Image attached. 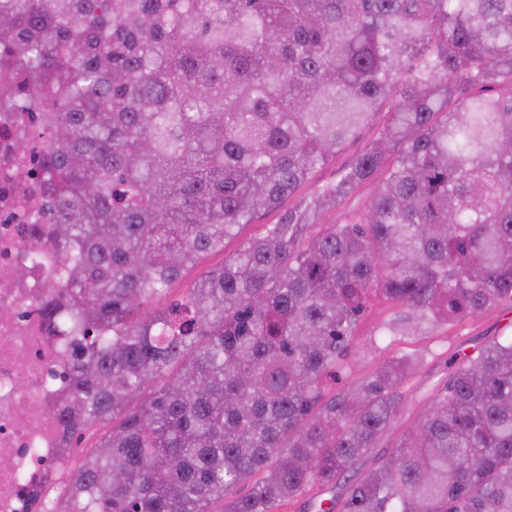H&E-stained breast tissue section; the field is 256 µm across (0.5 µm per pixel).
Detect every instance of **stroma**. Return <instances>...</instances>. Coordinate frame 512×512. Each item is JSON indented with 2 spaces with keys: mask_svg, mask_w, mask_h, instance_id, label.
<instances>
[{
  "mask_svg": "<svg viewBox=\"0 0 512 512\" xmlns=\"http://www.w3.org/2000/svg\"><path fill=\"white\" fill-rule=\"evenodd\" d=\"M376 131L366 128L348 140L342 150L330 161L317 167L307 182L293 195L284 199L278 208L258 215L254 223L243 226L238 234L226 241L223 252L208 255L201 263L187 269L162 298V305H170L182 298L187 288L193 287L210 269L220 266L226 255L235 252L243 242L260 234L266 225L277 223L283 213L297 208L320 186L336 182L340 171L375 137ZM409 315L407 308L386 301L374 302L361 316L358 324L357 349L346 359V368L340 371L337 387L368 376L381 362L400 353H421L424 366L418 373L410 394L412 402H420L443 383L457 355L475 354L484 343L496 336H512V301L503 300L478 317L448 326L423 324L418 332L377 338L379 328L397 324Z\"/></svg>",
  "mask_w": 512,
  "mask_h": 512,
  "instance_id": "1",
  "label": "stroma"
}]
</instances>
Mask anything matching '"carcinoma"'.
Listing matches in <instances>:
<instances>
[{"label":"carcinoma","mask_w":512,"mask_h":512,"mask_svg":"<svg viewBox=\"0 0 512 512\" xmlns=\"http://www.w3.org/2000/svg\"><path fill=\"white\" fill-rule=\"evenodd\" d=\"M0 99L46 113L60 420L110 424L66 512H512V336L336 390L371 302L512 299V0H0ZM385 122L178 302L183 272ZM370 184L364 211L307 237Z\"/></svg>","instance_id":"carcinoma-1"}]
</instances>
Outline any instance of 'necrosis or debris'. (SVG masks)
I'll return each instance as SVG.
<instances>
[{"mask_svg": "<svg viewBox=\"0 0 512 512\" xmlns=\"http://www.w3.org/2000/svg\"><path fill=\"white\" fill-rule=\"evenodd\" d=\"M0 103V512H55L53 489L66 475L64 427L56 414L65 383V347L45 306L60 275L61 255L29 214L47 205L39 115ZM27 140L25 155L17 144ZM40 239L37 250L27 247Z\"/></svg>", "mask_w": 512, "mask_h": 512, "instance_id": "obj_1", "label": "necrosis or debris"}]
</instances>
